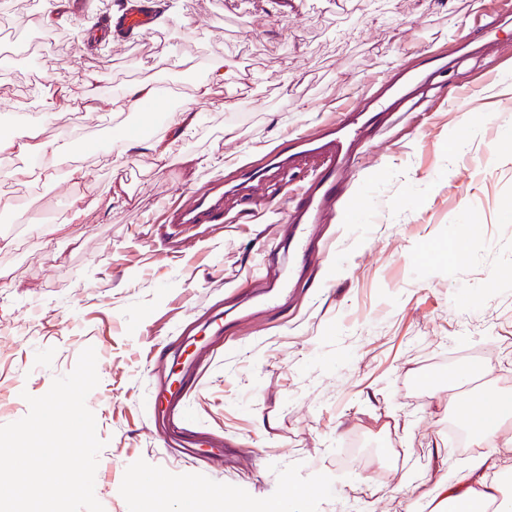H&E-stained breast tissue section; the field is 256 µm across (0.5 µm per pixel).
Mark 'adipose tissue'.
<instances>
[{
  "label": "adipose tissue",
  "instance_id": "ef3b65f1",
  "mask_svg": "<svg viewBox=\"0 0 512 512\" xmlns=\"http://www.w3.org/2000/svg\"><path fill=\"white\" fill-rule=\"evenodd\" d=\"M0 152H17L44 159L41 170L30 167L17 168L9 173L13 181L24 183L30 177L51 181L56 177V169L66 166L67 176L81 180L86 176L83 168L68 163L67 147L56 140H37L33 132L0 137ZM479 401L488 405L487 411L470 409L469 399H449L448 409L468 431L474 446L479 447V455L473 456L466 467L454 470L448 481L434 490L439 501L454 503L485 504L493 503L495 512H512V495L506 491L512 484V466H499L491 459L489 451L499 444L512 443V395L499 393L490 388L478 396Z\"/></svg>",
  "mask_w": 512,
  "mask_h": 512
}]
</instances>
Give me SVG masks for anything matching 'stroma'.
Returning a JSON list of instances; mask_svg holds the SVG:
<instances>
[{
    "label": "stroma",
    "instance_id": "1",
    "mask_svg": "<svg viewBox=\"0 0 512 512\" xmlns=\"http://www.w3.org/2000/svg\"><path fill=\"white\" fill-rule=\"evenodd\" d=\"M488 2L390 0L378 13L370 0H156V34L127 47L86 35L123 0H66L68 18L50 25L42 0H6L13 27L48 40L37 55H0V128L21 114L44 140L77 129L68 155L88 175L28 197L8 177L27 156L0 153V192L30 212L20 225L0 209V425L23 418L27 396L47 393L90 346L99 384L86 405L104 444L94 483L104 512H179L172 490L182 485L202 493V512H270L290 483L301 490L293 512H422L469 459L450 442L449 370L467 365L512 391V93L501 91L512 56L448 74L426 111L407 113L389 146L373 148L344 192L364 209L325 224L331 259L302 294L243 335L225 308L223 343L186 396L192 424L231 450L220 466L179 457L154 432V352L175 348L186 318L255 290L260 247L276 246L283 272L293 254L272 213L178 233L163 205L237 166L265 165L284 133L383 79L409 46L445 50L473 32ZM193 59L223 62L230 76L212 87L223 109L200 103L178 141L188 163L117 156L135 114L114 112L105 85L164 83L187 98ZM61 89L92 99L94 111L44 120L42 97ZM75 202L84 211L69 234H49L43 215L63 219ZM430 376L435 386L419 388ZM356 444L378 463L395 450L400 460L354 468ZM146 480L158 487L137 501ZM226 485L237 499L221 495Z\"/></svg>",
    "mask_w": 512,
    "mask_h": 512
}]
</instances>
